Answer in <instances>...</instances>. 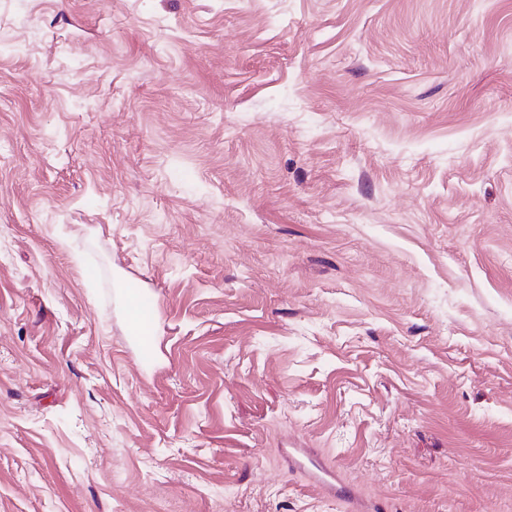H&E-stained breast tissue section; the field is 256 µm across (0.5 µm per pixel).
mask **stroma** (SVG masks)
<instances>
[{
	"label": "stroma",
	"mask_w": 512,
	"mask_h": 512,
	"mask_svg": "<svg viewBox=\"0 0 512 512\" xmlns=\"http://www.w3.org/2000/svg\"><path fill=\"white\" fill-rule=\"evenodd\" d=\"M292 448L512 512V0H0V512H351ZM127 287L129 289L125 291V298L128 318L133 324L131 325L136 342L137 359L142 364H149L154 360L156 353L154 294L149 290L136 288L132 284H128Z\"/></svg>",
	"instance_id": "1"
}]
</instances>
